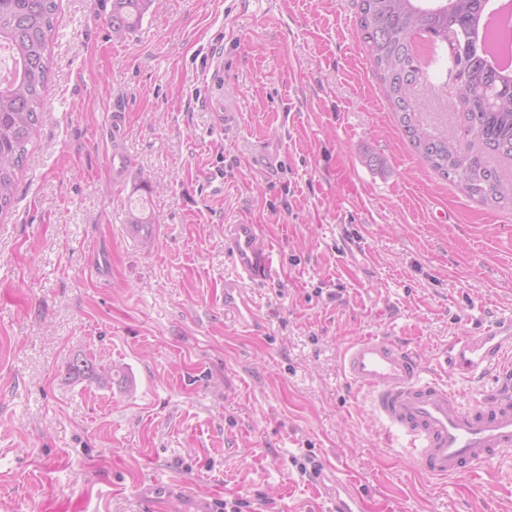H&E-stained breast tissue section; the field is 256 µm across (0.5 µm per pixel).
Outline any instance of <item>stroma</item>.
Instances as JSON below:
<instances>
[{
  "instance_id": "35a3bbf8",
  "label": "stroma",
  "mask_w": 512,
  "mask_h": 512,
  "mask_svg": "<svg viewBox=\"0 0 512 512\" xmlns=\"http://www.w3.org/2000/svg\"><path fill=\"white\" fill-rule=\"evenodd\" d=\"M57 3L40 133L0 211V512H144L154 481L179 486L170 512L198 496L329 512L307 458L365 512H512V460L425 475L341 371L372 335L441 371L457 337L512 317V203L469 198L416 153L359 0H153L122 37L112 0ZM432 81L417 120L456 139L447 66ZM270 140L273 174L253 163ZM240 223L275 251L251 329L224 311V227ZM81 355L127 383L68 374Z\"/></svg>"
}]
</instances>
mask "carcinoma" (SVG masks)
I'll list each match as a JSON object with an SVG mask.
<instances>
[{"label": "carcinoma", "instance_id": "carcinoma-1", "mask_svg": "<svg viewBox=\"0 0 512 512\" xmlns=\"http://www.w3.org/2000/svg\"><path fill=\"white\" fill-rule=\"evenodd\" d=\"M151 0H113L109 24L124 36L135 30ZM492 0H360V39L381 74L393 112L412 145L440 176L482 202L505 200L488 158L512 162V72L486 55L484 19ZM56 0H0V46L12 60V76L0 81V212L14 199L28 144L38 135L51 61L48 44ZM445 47L459 72L456 95L463 116L461 142L425 131L415 119L416 92L427 88V71L414 39ZM69 373L112 383V366L77 358Z\"/></svg>", "mask_w": 512, "mask_h": 512}]
</instances>
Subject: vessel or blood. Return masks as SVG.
<instances>
[{
	"label": "vessel or blood",
	"mask_w": 512,
	"mask_h": 512,
	"mask_svg": "<svg viewBox=\"0 0 512 512\" xmlns=\"http://www.w3.org/2000/svg\"><path fill=\"white\" fill-rule=\"evenodd\" d=\"M107 121L114 142L108 168L121 180L128 169V158L119 147L125 134L124 115L113 111ZM224 249L235 267L234 277L224 282V310L239 324L254 325L249 291L271 280L274 249L255 224L225 225ZM444 363L491 379L493 389L476 403H462L411 350L382 336L359 338L341 356L347 380L369 392L372 412L391 436L402 440L426 475L460 477L492 461L511 459L512 318L456 340L445 350ZM312 474L317 486L334 490L331 512H362L360 493L335 469L321 462ZM172 497L170 485L161 481L144 495L155 512H165Z\"/></svg>",
	"instance_id": "vessel-or-blood-1"
}]
</instances>
